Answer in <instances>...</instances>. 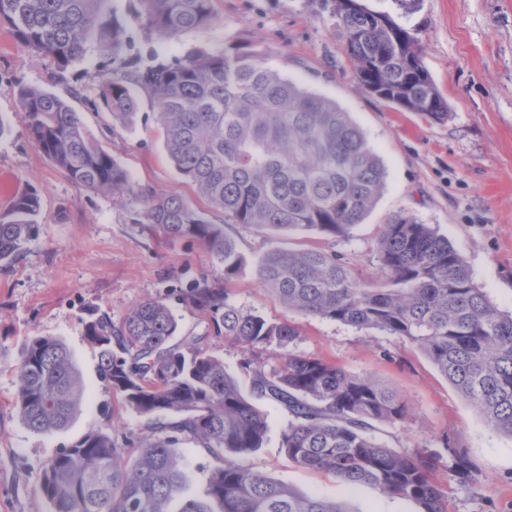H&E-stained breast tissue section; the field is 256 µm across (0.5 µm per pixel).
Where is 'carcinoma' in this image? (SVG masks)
<instances>
[{
	"label": "carcinoma",
	"instance_id": "carcinoma-1",
	"mask_svg": "<svg viewBox=\"0 0 512 512\" xmlns=\"http://www.w3.org/2000/svg\"><path fill=\"white\" fill-rule=\"evenodd\" d=\"M139 2L147 30L168 39L214 20L213 0ZM326 2L360 89L432 122L448 118V103L411 29L392 17L383 24L379 13L349 8L344 0ZM0 25L32 56L51 59L61 76L84 58L90 40L114 55L126 44L111 0H0ZM101 79L102 105L116 122L133 124L141 98L150 99L170 161L224 211V224L210 223L178 196L133 183L78 113L51 91H19L29 137L77 186L134 196L145 223L159 234L200 242L226 282L243 256L224 225L345 238L385 190L384 166L349 114L267 67L249 44L150 65L124 57ZM39 209V196L30 193L0 215V266L13 262L32 237ZM377 261L383 278L364 282L337 252L274 247L256 272L291 311L415 345L489 426L512 437V312L489 299L448 239L412 215H393L380 225ZM183 297L211 315L224 341L248 352L243 368L251 394L205 348L204 337L171 343L178 323L160 299L138 303L117 326L104 314L92 318L86 336L99 348L101 378L156 422L134 448L98 431L50 459L42 489L51 512H352L341 501L300 494L239 463L262 446L267 430L254 398L287 411L282 448L298 466L411 500L420 512H448V496L435 479L439 455L400 452L375 435L377 425L408 417L397 392L317 357L290 353L269 367L255 350L294 343L300 336L295 325L229 302L227 289L205 279ZM15 370L22 422L37 433L65 428L85 394L67 346L33 336ZM183 439L220 461L201 497L191 493L189 472L173 452ZM448 452L457 477L477 484L480 473L470 456Z\"/></svg>",
	"mask_w": 512,
	"mask_h": 512
}]
</instances>
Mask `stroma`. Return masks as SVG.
I'll list each match as a JSON object with an SVG mask.
<instances>
[{"label": "stroma", "instance_id": "stroma-1", "mask_svg": "<svg viewBox=\"0 0 512 512\" xmlns=\"http://www.w3.org/2000/svg\"><path fill=\"white\" fill-rule=\"evenodd\" d=\"M112 7L125 27L127 53L146 64L229 43L263 50L281 75L349 112L385 167L386 188L364 222L343 239L225 225L223 212L209 208L169 160L149 99H142L131 127L113 121L103 108L99 76L111 70V54L90 47L59 80L50 60L31 57L0 26V175L20 194L37 193L41 203L33 237L10 266L0 268V512H49L41 488L44 465L82 436L106 428L120 439L151 432V420L101 380L99 350L86 337L92 314L117 322L139 302L163 298L178 322L174 343L206 337L210 352L249 389L242 351L215 335L207 314L182 300L187 288L204 279L226 283L231 303L298 327L300 337L290 347L261 351L268 365L294 352L396 390L410 416L405 423L380 426L376 434L401 452L428 448L441 454L436 479L448 493V512H512V438L488 427L419 348L376 330L288 311L256 276L260 256L277 246L337 252L361 279L380 280L379 226L407 213L448 238L490 299L512 310V0H417L405 17L448 102V118L439 123L356 85L323 0H214L210 26L174 39L145 29L139 0H112ZM23 86L65 97L132 182L180 196L205 211L211 223L224 224L244 257L238 274L225 280L198 241L166 239L150 230L135 197L116 198L72 183L29 138L17 102ZM33 336H52L69 348L86 391L68 426L51 434L28 429L17 410L13 369ZM256 405L268 429L262 447L241 457L243 466L300 492L347 501L353 512H418L412 501L369 486L353 488L296 465L281 446L287 413L265 399ZM449 445L468 451L480 471L478 484L458 481L444 455Z\"/></svg>", "mask_w": 512, "mask_h": 512}]
</instances>
